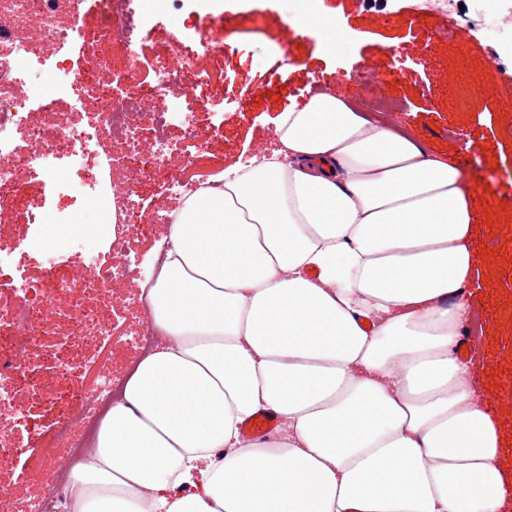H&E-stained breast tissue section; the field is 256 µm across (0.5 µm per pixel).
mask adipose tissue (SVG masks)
<instances>
[{
    "label": "adipose tissue",
    "mask_w": 512,
    "mask_h": 512,
    "mask_svg": "<svg viewBox=\"0 0 512 512\" xmlns=\"http://www.w3.org/2000/svg\"><path fill=\"white\" fill-rule=\"evenodd\" d=\"M173 213L159 344L71 468L74 512H501L459 357L475 273L457 167L331 93ZM261 411L272 438L241 426Z\"/></svg>",
    "instance_id": "1"
}]
</instances>
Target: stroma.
Returning <instances> with one entry per match:
<instances>
[{
  "instance_id": "obj_1",
  "label": "stroma",
  "mask_w": 512,
  "mask_h": 512,
  "mask_svg": "<svg viewBox=\"0 0 512 512\" xmlns=\"http://www.w3.org/2000/svg\"><path fill=\"white\" fill-rule=\"evenodd\" d=\"M507 2L463 0L467 20L448 38L447 17L422 10L415 0H390L380 12L366 10L361 0H311V15L326 24L316 40L291 26L296 0H138L145 21L134 34L144 56L157 60L168 41L179 38L186 50L202 54L211 73L207 86L181 97L172 120V142L190 136L199 149L192 166L172 164L174 180L206 182L228 166L278 148L275 118L304 105L314 89L334 93L360 111L377 96L407 103V112L392 117V124L460 167L474 201L477 241L489 250L476 266L473 310L461 332L486 351L476 364L491 397L512 382V320L499 315L512 305V35L487 32L475 18ZM371 67L385 72V79H364ZM127 179L143 198L141 214L129 225H102L92 245L103 249L112 235L124 233L134 257L147 263L169 227L156 225L152 235L143 236L134 234V225L177 209L180 201L163 182L132 172ZM22 182L25 195L46 198L48 206L74 214L78 222H97L95 200L48 195L33 173ZM71 233L67 225L26 224L21 211L0 208V249L14 253L12 262L0 265V290L23 275L41 278L44 248L59 258L57 276L70 277ZM139 292V280L130 278L115 285L111 297L86 298L89 305L111 308L114 333L121 338L112 345L108 365L114 375H126L138 360L122 339L146 318L136 301ZM43 363V357L34 360L38 382L60 397L43 405L25 402L19 448L0 456V512H26L36 493L23 479L26 459L37 452L34 437L49 435L76 406V380L61 378Z\"/></svg>"
}]
</instances>
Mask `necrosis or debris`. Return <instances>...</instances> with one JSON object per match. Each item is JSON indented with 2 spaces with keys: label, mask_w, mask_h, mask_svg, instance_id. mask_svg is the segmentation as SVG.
I'll use <instances>...</instances> for the list:
<instances>
[{
  "label": "necrosis or debris",
  "mask_w": 512,
  "mask_h": 512,
  "mask_svg": "<svg viewBox=\"0 0 512 512\" xmlns=\"http://www.w3.org/2000/svg\"><path fill=\"white\" fill-rule=\"evenodd\" d=\"M83 0H0V206L22 202L28 223H73L72 214L48 212L44 200L23 196L21 173L33 170L61 193H76L96 198L98 182L85 181L81 172L98 162L96 144L100 133L122 139L127 150L116 158L118 169L136 167L142 145H149L154 159L152 172L161 174L172 158L182 165L192 164L190 150L173 153L168 145L167 128L177 100L185 89L206 84L209 72L200 57L187 53L178 38H171L166 62L151 73V84H144L146 65L126 40V65L114 69L102 61L90 70L73 69L59 56L58 48L70 32L81 31L88 49L111 36L113 31L133 33L139 16L133 0H100L99 22L93 30L81 28ZM98 105L91 120L77 126L69 118L84 101ZM35 112L52 114L47 125H35ZM69 178H62L61 170ZM75 263L98 270L92 280L56 276L57 257L44 250V276L37 281L22 279L9 299L0 301V432L15 428L19 414L15 396L24 392L36 396L37 384L30 362L41 337L51 335L58 323L85 325L104 335L112 333V319L102 310L88 306V291L108 292L114 279L130 273L147 276L148 268L102 264L99 254L83 238L72 245ZM78 352L68 342L47 357L53 369L77 371L80 406L60 420L54 432L39 439V452L27 461V476L40 486L41 497L31 512H69L66 488L70 472L65 456L86 454L95 430V418L103 413L117 389L116 382L105 380L101 369L78 366Z\"/></svg>",
  "instance_id": "1"
}]
</instances>
